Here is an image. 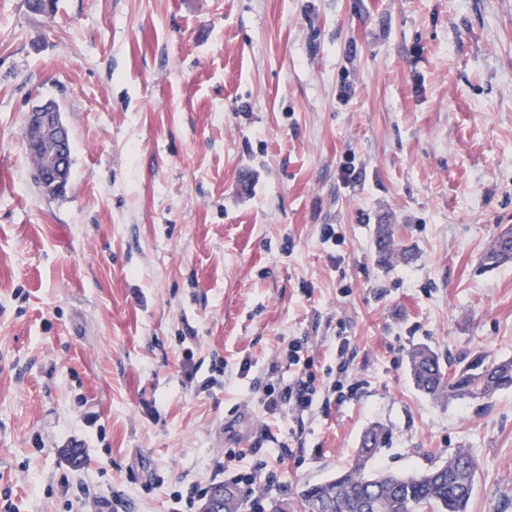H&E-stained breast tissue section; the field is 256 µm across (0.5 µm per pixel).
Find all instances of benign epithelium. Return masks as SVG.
Here are the masks:
<instances>
[{
    "mask_svg": "<svg viewBox=\"0 0 512 512\" xmlns=\"http://www.w3.org/2000/svg\"><path fill=\"white\" fill-rule=\"evenodd\" d=\"M27 147L40 149L45 164L37 179L59 191L66 188L70 176V140L59 106L49 100L31 107L24 128ZM205 512H224V486L217 485L209 492Z\"/></svg>",
    "mask_w": 512,
    "mask_h": 512,
    "instance_id": "1",
    "label": "benign epithelium"
}]
</instances>
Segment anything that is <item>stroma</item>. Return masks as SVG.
<instances>
[{"label": "stroma", "mask_w": 512, "mask_h": 512, "mask_svg": "<svg viewBox=\"0 0 512 512\" xmlns=\"http://www.w3.org/2000/svg\"><path fill=\"white\" fill-rule=\"evenodd\" d=\"M46 100L57 197L24 139ZM509 224L512 0H0V507L169 512L222 456L271 479L247 512L295 510L378 426L374 469L464 448L468 512H512V388L435 399L408 361L512 358V264L480 266ZM342 336L351 396L258 404L289 341L321 378ZM24 139L28 148L41 149L45 164L37 179L63 191L70 176V140L59 106L46 101L31 107L27 113Z\"/></svg>", "instance_id": "1"}]
</instances>
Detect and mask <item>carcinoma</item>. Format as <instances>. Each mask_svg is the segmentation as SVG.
Segmentation results:
<instances>
[{"label":"carcinoma","instance_id":"carcinoma-1","mask_svg":"<svg viewBox=\"0 0 512 512\" xmlns=\"http://www.w3.org/2000/svg\"><path fill=\"white\" fill-rule=\"evenodd\" d=\"M375 240L383 257L394 255V232L390 226L379 225ZM508 264H512V246L496 235L482 255L480 266L493 269ZM409 369L416 387L435 399L491 396L512 388L511 358L487 363L483 358L459 356L444 363L433 349L421 346L410 351ZM381 447L380 430H366L357 457L347 471L301 491L304 512H324V503L336 505L335 512H374L360 508L372 498L384 501L382 512H467L476 474V463L468 450L460 448L448 458L407 476L392 472L369 476L367 464Z\"/></svg>","mask_w":512,"mask_h":512}]
</instances>
